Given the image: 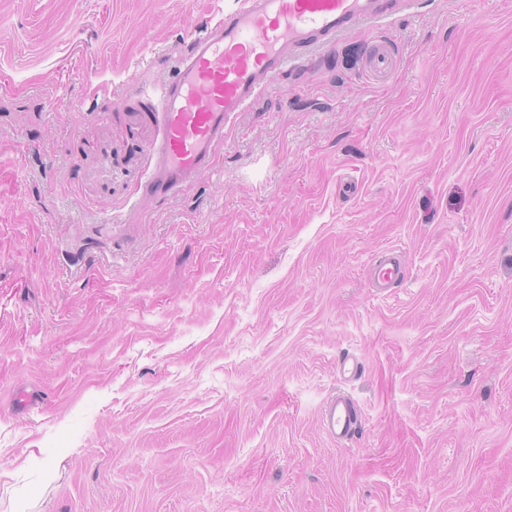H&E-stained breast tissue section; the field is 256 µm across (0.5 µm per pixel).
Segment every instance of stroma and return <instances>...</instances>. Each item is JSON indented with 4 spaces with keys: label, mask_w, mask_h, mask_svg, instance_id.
Returning a JSON list of instances; mask_svg holds the SVG:
<instances>
[{
    "label": "stroma",
    "mask_w": 512,
    "mask_h": 512,
    "mask_svg": "<svg viewBox=\"0 0 512 512\" xmlns=\"http://www.w3.org/2000/svg\"><path fill=\"white\" fill-rule=\"evenodd\" d=\"M239 4L0 0V512H512V0L359 24L140 200ZM394 63V55L391 50L384 44L374 42L368 57V72L374 76H386L392 69ZM370 277L374 288H393L403 280L404 273L396 258L387 252L373 261ZM320 422L323 430L336 441L351 440L360 426L355 402L346 395H337L324 406Z\"/></svg>",
    "instance_id": "1"
}]
</instances>
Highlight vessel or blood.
I'll use <instances>...</instances> for the list:
<instances>
[{"label": "vessel or blood", "mask_w": 512, "mask_h": 512, "mask_svg": "<svg viewBox=\"0 0 512 512\" xmlns=\"http://www.w3.org/2000/svg\"><path fill=\"white\" fill-rule=\"evenodd\" d=\"M390 15V0H242L237 10L195 38L148 113L158 136L142 195H172L208 171L224 142L226 120L246 111L288 63L329 46L359 23L381 22ZM393 63L391 50L373 43L369 73L386 76ZM370 277L374 287L391 288L404 273L387 252L373 261ZM320 422L339 441L351 440L360 426L357 407L345 395L326 403Z\"/></svg>", "instance_id": "b4317fda"}]
</instances>
